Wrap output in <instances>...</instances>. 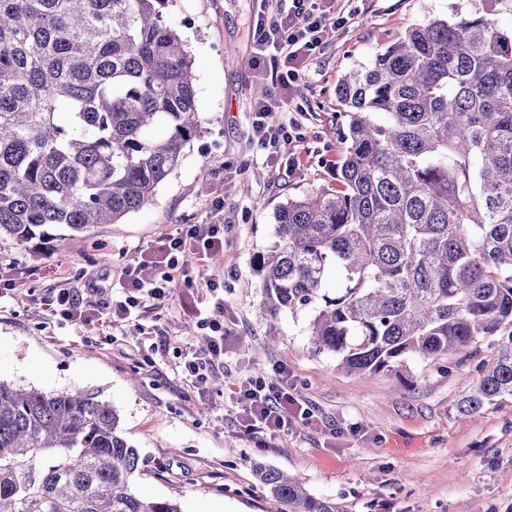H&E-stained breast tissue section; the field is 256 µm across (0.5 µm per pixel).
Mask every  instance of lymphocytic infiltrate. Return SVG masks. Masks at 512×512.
<instances>
[{
    "instance_id": "lymphocytic-infiltrate-1",
    "label": "lymphocytic infiltrate",
    "mask_w": 512,
    "mask_h": 512,
    "mask_svg": "<svg viewBox=\"0 0 512 512\" xmlns=\"http://www.w3.org/2000/svg\"><path fill=\"white\" fill-rule=\"evenodd\" d=\"M347 21V16H333L319 8L317 0H292L287 14L258 16L253 35L259 49L270 53L264 77L281 90L294 92L299 73L290 68V61L315 54L329 35ZM278 109L275 102L255 104L254 134L273 166L294 171L301 166L299 153L292 149L300 138V124L294 119L286 124L277 121ZM223 211L222 200H213L205 222L186 225L168 235L152 261L123 271L121 298L106 304L113 317L123 321L148 303L165 299L176 281L189 280L194 273L201 276L212 302V315L197 322L199 329L206 332L204 346L187 352L182 362L186 379L199 387L205 386L213 372L224 366V282L206 268L207 260L224 249ZM234 398L235 420L242 434L249 438L274 439L287 434L295 423L313 422L312 413L288 385L287 367L280 364L273 365L270 377L239 382Z\"/></svg>"
}]
</instances>
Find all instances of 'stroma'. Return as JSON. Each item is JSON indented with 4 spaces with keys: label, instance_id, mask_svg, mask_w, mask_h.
Returning <instances> with one entry per match:
<instances>
[{
    "label": "stroma",
    "instance_id": "35a3bbf8",
    "mask_svg": "<svg viewBox=\"0 0 512 512\" xmlns=\"http://www.w3.org/2000/svg\"><path fill=\"white\" fill-rule=\"evenodd\" d=\"M289 0H168L165 21L192 57L201 134L161 183L152 205L121 223L51 238L38 249L0 240V262L22 286L0 298V380L45 392L82 389L120 412L123 432L145 467L140 494L178 500L182 512H268L255 464L304 482L343 512H512V398L463 416L457 402L499 339L480 340L437 361L412 357L372 375L341 369L316 351L308 312L270 319L259 309L255 254L274 240L276 209L335 187L342 142L331 135L340 106L336 86L411 26L433 18L480 14L512 29V0H355L347 25L320 53L304 59L299 86L278 120L296 116L302 165L274 168L253 133L256 102L282 98L251 60L252 24L260 13L288 11ZM224 199V260L210 273L224 280L229 338L222 384L194 388L179 364L198 344L197 319L212 304L199 283H175L169 297L113 327L100 308L106 287L130 261L148 259L166 234L205 221ZM68 282L86 323L58 322L40 299ZM288 368L295 395L316 417L259 447L232 418L233 385Z\"/></svg>",
    "mask_w": 512,
    "mask_h": 512
}]
</instances>
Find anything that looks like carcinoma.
I'll list each match as a JSON object with an SVG mask.
<instances>
[{
	"instance_id": "1",
	"label": "carcinoma",
	"mask_w": 512,
	"mask_h": 512,
	"mask_svg": "<svg viewBox=\"0 0 512 512\" xmlns=\"http://www.w3.org/2000/svg\"><path fill=\"white\" fill-rule=\"evenodd\" d=\"M167 0H0V239L117 224L201 131ZM336 189L281 204L253 260L262 311L310 313L353 374L439 358L512 327V30L430 19L344 76ZM457 410L512 397V333ZM119 411L0 380V512H182L134 485ZM274 512H342L256 466Z\"/></svg>"
}]
</instances>
